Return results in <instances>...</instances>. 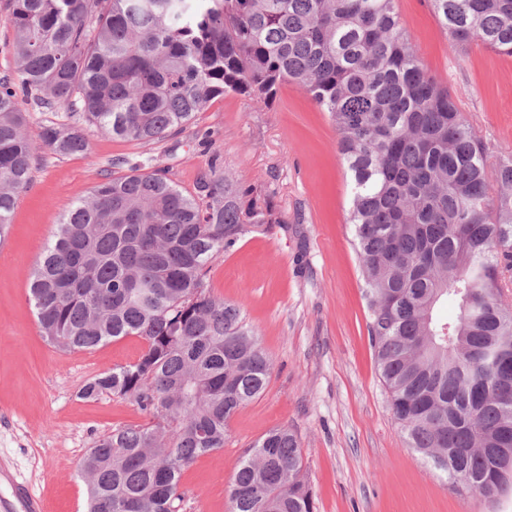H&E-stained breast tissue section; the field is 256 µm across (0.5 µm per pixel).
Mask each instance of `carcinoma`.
Instances as JSON below:
<instances>
[{"mask_svg":"<svg viewBox=\"0 0 512 512\" xmlns=\"http://www.w3.org/2000/svg\"><path fill=\"white\" fill-rule=\"evenodd\" d=\"M396 0H9L15 76L0 78V228L31 181L21 89L114 137L160 141L214 97L266 102L292 82L329 113L350 178L368 335L409 446L455 492L492 500L512 482V152L495 184L487 146L422 63ZM451 47L512 57V0H430ZM83 153L77 125L41 128ZM280 223L220 157L187 194L166 168L114 174L55 224L30 298L45 340L91 351L137 336L133 362L81 396L128 399L148 418L82 459L87 512H178L182 471L224 448L231 417L272 362L240 309L207 290L212 263ZM452 305L455 314L439 310ZM229 512H316L294 432L275 428L237 465Z\"/></svg>","mask_w":512,"mask_h":512,"instance_id":"obj_1","label":"carcinoma"}]
</instances>
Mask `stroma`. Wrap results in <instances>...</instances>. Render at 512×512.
I'll list each match as a JSON object with an SVG mask.
<instances>
[{
	"mask_svg": "<svg viewBox=\"0 0 512 512\" xmlns=\"http://www.w3.org/2000/svg\"><path fill=\"white\" fill-rule=\"evenodd\" d=\"M396 8L495 168L512 152V58L476 44L453 51L429 0H396ZM88 139L86 153L70 156L37 144L31 183L12 214L0 265V471L14 480L0 479V498H13L19 483L46 512H87L81 459L112 429L146 421L126 400L79 396L100 373L137 360L138 337L63 351L40 334L29 280L60 215L112 174L114 160L169 168L191 193L217 155L226 173L270 197L281 220L270 232L245 234L206 279L215 297L240 308L273 368L264 394L230 419L223 449L184 471L181 512H228L239 458L279 427L298 437L318 512H512V489L491 502L451 491L393 417L367 331L336 130L301 87L283 83L267 103L216 96L161 141L93 130Z\"/></svg>",
	"mask_w": 512,
	"mask_h": 512,
	"instance_id": "1",
	"label": "stroma"
}]
</instances>
